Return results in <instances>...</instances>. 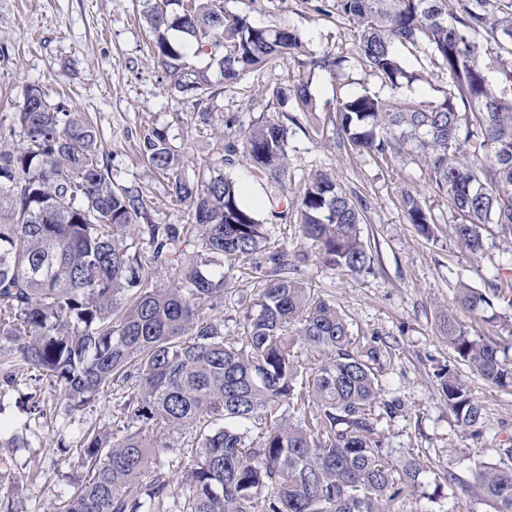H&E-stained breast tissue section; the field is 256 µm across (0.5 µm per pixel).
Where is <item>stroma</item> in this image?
Masks as SVG:
<instances>
[{"mask_svg": "<svg viewBox=\"0 0 512 512\" xmlns=\"http://www.w3.org/2000/svg\"><path fill=\"white\" fill-rule=\"evenodd\" d=\"M320 0H226L228 10L269 26L301 31L307 53L332 54L334 72H300L285 57L247 73L209 99L208 117L194 112L188 96L170 88L167 74L153 59V35L144 22L142 0H0V137L18 144L13 116L20 111L28 86H39L47 100L86 112L97 123L100 149L112 167L114 184L141 190L151 201L157 224H186L187 208L166 192V180L140 154L153 130H166L186 176L195 178L224 170L239 184L251 183L243 155H227L243 130L283 115L266 87L304 75L315 112L297 113L289 126L286 220H265L271 247H302L294 209L300 189L313 174H329L365 206L361 236L374 257L371 273L360 276L333 270L310 260L304 278L347 317L357 348L377 347L374 370L383 385V399L400 410L387 428V449L393 459L418 452L449 473L467 478L481 461L496 460L512 441V390L489 386L481 377L467 378L473 397L484 407L481 434L462 433L442 400L434 371L453 359L442 337L439 314L456 312L471 335L494 336L512 345V304L495 301L491 321H483L455 299L458 281L486 287L500 268L512 266V243L487 232L484 249L472 255L454 240L455 215L435 188L416 155L369 156L338 142L333 108L340 98L369 91L387 100L439 101L448 77L429 63L422 46L400 49L399 55L416 80L399 90L384 86L357 54V32L348 19L321 13ZM418 190L436 222L433 238L409 224L401 204L402 187ZM259 283L236 266L224 290V336L239 342L244 315L256 302ZM34 383H19L0 406V428L12 433L30 424L27 447L11 466L0 464V496L12 499L15 512H56L72 496L73 486L51 460L74 458L84 431L104 424L119 409V386L105 390L92 407L73 414L48 413L28 421L20 399L34 392ZM403 512H487L484 504L461 496L448 483L426 479L423 492L406 494Z\"/></svg>", "mask_w": 512, "mask_h": 512, "instance_id": "1", "label": "stroma"}]
</instances>
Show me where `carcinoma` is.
I'll list each match as a JSON object with an SVG mask.
<instances>
[{
	"label": "carcinoma",
	"instance_id": "cac0c4a2",
	"mask_svg": "<svg viewBox=\"0 0 512 512\" xmlns=\"http://www.w3.org/2000/svg\"><path fill=\"white\" fill-rule=\"evenodd\" d=\"M163 2L162 10L143 0L151 53L171 89L202 113L216 94L212 67L231 84L303 47L297 29L253 24L224 0H190L188 11L179 0ZM332 7L356 24L358 54L383 84L396 90L410 79L396 47L424 44L452 85L440 103L369 93L339 100V140L377 157L417 153L471 254L484 250L490 225L512 241V92L490 79L479 40L490 36L511 57L500 66L512 88V0ZM270 93L283 107L315 111L300 79ZM25 99L35 105L15 115L21 145L0 144V402L20 375L47 380L51 397L71 410L118 382L125 393L119 419L83 433L66 472L75 491L61 512H396L423 475L448 480L428 459L391 458L380 423L396 405L382 401L377 348L353 351L346 316L300 275L309 252L270 249L263 222L240 206L234 179L183 177L167 133L153 131L142 154L190 214L187 224H154L143 192L114 186L99 128L85 113L50 104L36 86ZM242 147L252 176L275 189L270 213L286 216L278 192L288 176V126L254 125ZM401 197L408 223L431 236L435 220L419 194L405 188ZM297 212L301 238L321 263L351 274L372 269L360 238L363 207L333 178L307 180ZM137 235L148 237L150 253ZM192 237L201 250L186 259L182 246ZM226 260L250 261L249 275L262 284L240 346L225 340L217 314ZM159 267L178 270L177 280L152 286ZM510 295L509 268L483 290L463 281L456 289L460 307L477 315ZM443 334L457 359L435 378L457 425L477 433L484 408L457 364L508 388L512 358L499 340L471 335L452 315L443 317ZM326 350L333 360L303 376L298 357ZM252 424L265 425L256 440ZM459 485L492 512H512V448L477 463Z\"/></svg>",
	"mask_w": 512,
	"mask_h": 512
}]
</instances>
